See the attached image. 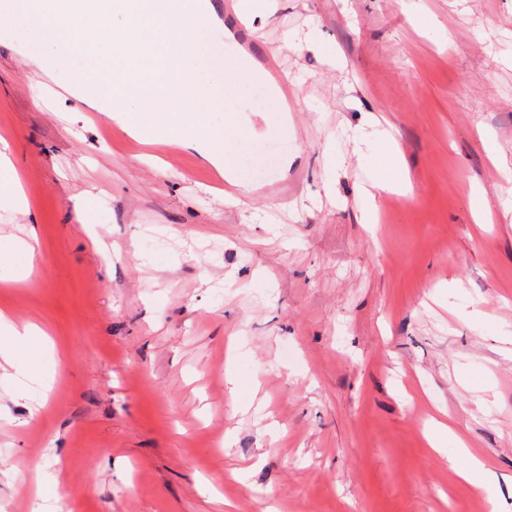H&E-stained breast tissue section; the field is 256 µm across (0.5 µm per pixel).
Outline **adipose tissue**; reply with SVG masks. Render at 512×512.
<instances>
[{"mask_svg": "<svg viewBox=\"0 0 512 512\" xmlns=\"http://www.w3.org/2000/svg\"><path fill=\"white\" fill-rule=\"evenodd\" d=\"M355 146H366L370 162L366 168V187L360 188L359 195L363 200V221L371 224L375 221V195L379 192H397L405 196L414 195L415 190L405 159L389 138L376 137L366 140L363 133L353 135ZM36 326H17L7 308H0V384L13 385L18 383L22 370L14 351L17 344L28 341L39 335ZM427 439L433 450L443 452L447 442H454V455L451 464L466 484L472 486L484 498L488 512H502L500 500L501 474L491 469L486 463L466 446L457 440L451 426L441 423L432 424Z\"/></svg>", "mask_w": 512, "mask_h": 512, "instance_id": "1", "label": "adipose tissue"}]
</instances>
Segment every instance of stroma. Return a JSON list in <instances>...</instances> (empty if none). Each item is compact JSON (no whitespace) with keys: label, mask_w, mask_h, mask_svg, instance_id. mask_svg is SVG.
Returning <instances> with one entry per match:
<instances>
[{"label":"stroma","mask_w":512,"mask_h":512,"mask_svg":"<svg viewBox=\"0 0 512 512\" xmlns=\"http://www.w3.org/2000/svg\"><path fill=\"white\" fill-rule=\"evenodd\" d=\"M253 29L284 80L239 104L247 194L0 37V138L30 206L0 210V237L40 239L0 306L53 342L22 347L23 393L0 388V512H33L50 475L63 512H485L433 418L512 473V0H278ZM275 84L284 141L262 119ZM375 119L415 194H382L370 229L344 133Z\"/></svg>","instance_id":"1"}]
</instances>
